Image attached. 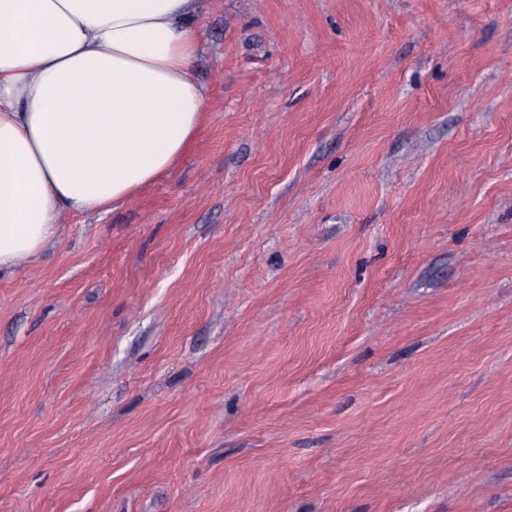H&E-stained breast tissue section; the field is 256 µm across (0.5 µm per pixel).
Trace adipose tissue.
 Returning <instances> with one entry per match:
<instances>
[{
    "instance_id": "adipose-tissue-1",
    "label": "adipose tissue",
    "mask_w": 512,
    "mask_h": 512,
    "mask_svg": "<svg viewBox=\"0 0 512 512\" xmlns=\"http://www.w3.org/2000/svg\"><path fill=\"white\" fill-rule=\"evenodd\" d=\"M205 0H0V274L63 212L106 211L178 167L206 117Z\"/></svg>"
}]
</instances>
